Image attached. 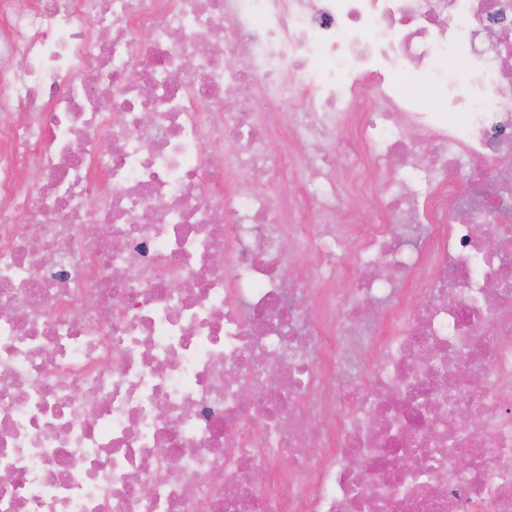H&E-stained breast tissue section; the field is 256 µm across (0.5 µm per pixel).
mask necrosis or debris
Here are the masks:
<instances>
[{
	"instance_id": "necrosis-or-debris-1",
	"label": "necrosis or debris",
	"mask_w": 512,
	"mask_h": 512,
	"mask_svg": "<svg viewBox=\"0 0 512 512\" xmlns=\"http://www.w3.org/2000/svg\"><path fill=\"white\" fill-rule=\"evenodd\" d=\"M506 31L512 0H0V512H512ZM285 262L283 265L284 274L290 278H304L312 281L315 276V268L311 260L301 253L294 252L288 245L284 247Z\"/></svg>"
}]
</instances>
